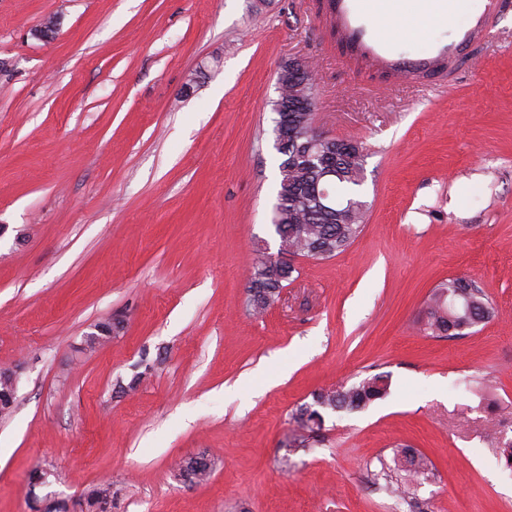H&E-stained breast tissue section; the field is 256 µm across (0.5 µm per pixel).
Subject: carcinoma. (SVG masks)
Returning a JSON list of instances; mask_svg holds the SVG:
<instances>
[{
    "label": "carcinoma",
    "mask_w": 512,
    "mask_h": 512,
    "mask_svg": "<svg viewBox=\"0 0 512 512\" xmlns=\"http://www.w3.org/2000/svg\"><path fill=\"white\" fill-rule=\"evenodd\" d=\"M311 82V74L296 72L288 81V112L276 113L274 130L290 142L296 129L312 126V112L296 98L294 86ZM337 152L327 162L336 165V180L324 188L319 173L302 168L281 156L280 181L271 224L279 242L292 253L323 260L345 251L361 234L365 219V202L359 199L364 181L362 146L355 140L338 139ZM328 190L330 205L322 210L315 204L316 194ZM293 274V267L278 258L266 257L253 266L248 277L246 306L254 315L263 313L278 298ZM492 313L486 294L472 280L450 278L435 287L429 299L425 329L437 337L454 339L465 335ZM390 389L389 375L379 373L358 384L322 391L313 395L314 403L299 406L293 418L299 435L295 447L308 448L325 424L323 411H357L370 402L382 399ZM396 469L404 473V483L420 479L429 471L426 457L410 448L396 450ZM87 512H111L112 485L100 484L86 494Z\"/></svg>",
    "instance_id": "1"
}]
</instances>
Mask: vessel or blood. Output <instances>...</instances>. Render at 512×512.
Listing matches in <instances>:
<instances>
[{"label": "vessel or blood", "mask_w": 512, "mask_h": 512, "mask_svg": "<svg viewBox=\"0 0 512 512\" xmlns=\"http://www.w3.org/2000/svg\"><path fill=\"white\" fill-rule=\"evenodd\" d=\"M511 10L512 0H329L326 19L342 38L347 66L371 67L400 85L450 74L464 57L478 66L476 49L490 19ZM383 15L408 24L421 18L450 19L454 36L438 39L415 30L420 46L405 53L398 50L395 37L381 34L378 22Z\"/></svg>", "instance_id": "b4317fda"}]
</instances>
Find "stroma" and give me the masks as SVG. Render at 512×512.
<instances>
[{
	"instance_id": "35a3bbf8",
	"label": "stroma",
	"mask_w": 512,
	"mask_h": 512,
	"mask_svg": "<svg viewBox=\"0 0 512 512\" xmlns=\"http://www.w3.org/2000/svg\"><path fill=\"white\" fill-rule=\"evenodd\" d=\"M479 52L446 88L381 93L340 67L318 0H0V366L23 364L0 512H33L39 468L66 512L104 481L112 512H512V15ZM295 56L316 130L363 146L366 221L343 253L294 259L255 316ZM451 277L494 312L424 335ZM110 318L123 330L74 362ZM378 373L389 396L294 447L298 406ZM400 446L433 464L409 505L380 474ZM200 454L213 472L186 485Z\"/></svg>"
}]
</instances>
